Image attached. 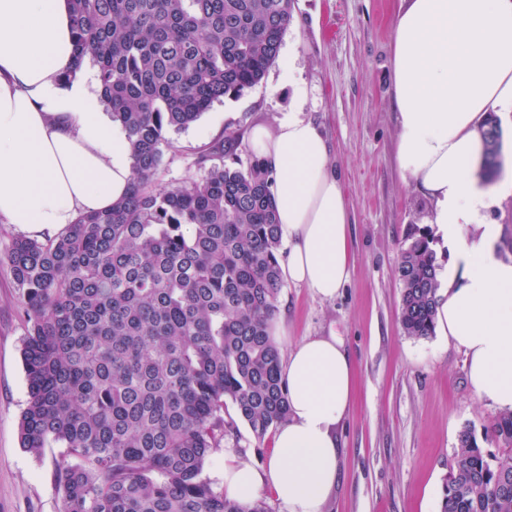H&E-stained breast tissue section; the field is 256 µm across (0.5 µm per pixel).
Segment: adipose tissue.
<instances>
[{"label": "adipose tissue", "instance_id": "1", "mask_svg": "<svg viewBox=\"0 0 512 512\" xmlns=\"http://www.w3.org/2000/svg\"><path fill=\"white\" fill-rule=\"evenodd\" d=\"M392 49L397 167L432 202L428 221L452 252L436 328L465 354L474 397L508 414L512 257L497 252L487 213L512 195V170L492 188L475 171L485 119L512 106V0H402ZM74 51L69 0H0V218L39 235L110 209L132 181L126 131L84 77L63 79ZM246 143L273 173L288 240L282 279L334 299L351 274V224L324 135L292 112L254 124ZM282 375L289 413L272 458L259 467L225 458L218 480L243 504L268 488L285 512H323L339 480L354 366L341 337L309 336Z\"/></svg>", "mask_w": 512, "mask_h": 512}]
</instances>
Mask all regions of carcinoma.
Segmentation results:
<instances>
[{
    "mask_svg": "<svg viewBox=\"0 0 512 512\" xmlns=\"http://www.w3.org/2000/svg\"><path fill=\"white\" fill-rule=\"evenodd\" d=\"M76 60L128 135V195L7 260L27 318L21 447L64 448L54 478L63 512H269L229 500L204 475L237 433L261 442L288 417L280 350L269 328L282 289V232L272 172L240 156V135L197 152V181L159 188L169 134L261 82L294 0H71ZM483 173L500 168L502 131L482 130ZM428 229L401 249L403 332L435 329L440 266ZM236 418H225L228 405ZM491 454L458 435L440 512H512V415Z\"/></svg>",
    "mask_w": 512,
    "mask_h": 512,
    "instance_id": "obj_1",
    "label": "carcinoma"
}]
</instances>
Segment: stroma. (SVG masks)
I'll use <instances>...</instances> for the list:
<instances>
[{"label": "stroma", "instance_id": "obj_1", "mask_svg": "<svg viewBox=\"0 0 512 512\" xmlns=\"http://www.w3.org/2000/svg\"><path fill=\"white\" fill-rule=\"evenodd\" d=\"M399 7L400 0H295L280 52L293 54L300 86L283 82L273 64L258 85L171 134L158 175L163 186L200 179L193 159L204 145L292 110L327 139L349 207L351 277L332 300L284 284L276 315L281 353L303 337L334 333L354 364L355 397L338 428L339 484L324 512H440L460 431L472 427L484 448H499L485 437L499 412L471 394L464 353L437 335L409 337L400 324V250L412 226H425L431 204L395 161L391 33ZM23 233L0 222V512H62L54 468L63 449L37 456L19 439L27 323L5 255ZM273 451L272 438L256 442L239 425L237 437L210 453L205 474L225 455L262 465Z\"/></svg>", "mask_w": 512, "mask_h": 512}]
</instances>
